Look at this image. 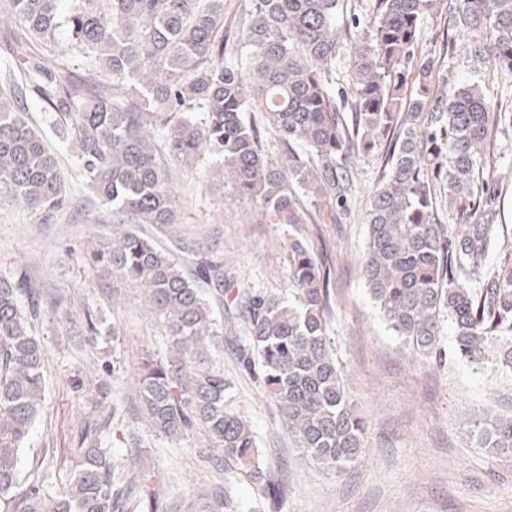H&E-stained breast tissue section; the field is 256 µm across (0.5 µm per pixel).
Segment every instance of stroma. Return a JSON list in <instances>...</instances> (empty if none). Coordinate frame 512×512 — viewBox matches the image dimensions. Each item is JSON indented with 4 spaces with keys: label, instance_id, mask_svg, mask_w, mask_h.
Listing matches in <instances>:
<instances>
[{
    "label": "stroma",
    "instance_id": "1",
    "mask_svg": "<svg viewBox=\"0 0 512 512\" xmlns=\"http://www.w3.org/2000/svg\"><path fill=\"white\" fill-rule=\"evenodd\" d=\"M447 5L428 13L420 31L421 54L435 59L432 87L449 92L477 81L492 99L512 98V76L468 56ZM72 208L62 219L45 221L21 206L0 202V275L27 274L41 306L33 329L46 353V392L32 436L22 453L24 471L42 483L46 495L62 491L81 457V430L96 429L104 454L120 459L122 484L153 471L169 490V506L205 512L206 495L223 483V471L198 461L193 451L209 447L202 429L180 438L157 435L135 416V381L142 359L163 353L166 338L148 315L144 294L134 288L113 293L111 281L80 259L83 250L110 239L114 226L105 208H84L90 196L71 151L57 144ZM493 159L484 169L496 193L501 254L512 249V128L498 130ZM380 156L356 158V190L341 216L317 213L313 224L290 227L256 223L254 210L230 183L208 175L207 161L174 180L180 202L179 232L224 261L239 287L281 292L288 286V244L305 237L321 251L329 272V329L345 375L347 392L369 422L361 457L342 476L312 467L293 446L258 372L237 363L236 338L243 322L214 316L223 327L210 346V359L232 384V404L251 423L260 455L275 475L287 479L283 512H512V457L482 444L488 403L512 406V377L491 356L458 357L452 334H444L447 359L414 360L386 330L365 289L359 260L367 240L366 214L376 186ZM93 309L98 335L82 327ZM121 377H113V367ZM112 385L113 400L126 409L113 414L97 384Z\"/></svg>",
    "mask_w": 512,
    "mask_h": 512
}]
</instances>
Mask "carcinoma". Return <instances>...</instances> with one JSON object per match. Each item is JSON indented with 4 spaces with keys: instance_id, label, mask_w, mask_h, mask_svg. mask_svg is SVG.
<instances>
[{
    "instance_id": "1",
    "label": "carcinoma",
    "mask_w": 512,
    "mask_h": 512,
    "mask_svg": "<svg viewBox=\"0 0 512 512\" xmlns=\"http://www.w3.org/2000/svg\"><path fill=\"white\" fill-rule=\"evenodd\" d=\"M437 0H375L351 33L343 0H251L240 22L252 61L224 60V0H0L14 21L12 55L0 63V198L55 215L68 197L59 161L25 113L36 107L77 165L112 223L130 228L84 255L116 283L141 288L165 327L168 356L141 362L140 412L152 429L178 437L204 429L224 458V474L257 486L282 512L288 484L259 458L254 431L231 405L224 370L203 358L218 333L200 283L213 286L242 319L238 359L259 370L281 422L317 466L347 471L363 448L366 422L355 410L329 334L330 291L323 263L304 238L288 250V296L230 288L224 260L175 230L173 171L205 153L218 157L262 224H311L305 200L345 211L354 159L386 142L384 168L367 212L362 276L391 335L436 364L445 358L443 324L455 353L469 359L494 347L512 374V265L488 264L497 242L495 195L475 170L491 164V137L512 126V101L491 100L477 84L444 98L433 93L432 57L419 54L425 14ZM466 53L512 74V0H455ZM37 45L54 58L32 57ZM349 56L352 101L340 115L329 81ZM258 112L281 156L262 149L245 113ZM445 172L448 209L479 196L481 218L448 231L438 222L429 172ZM193 257L196 279L182 256ZM28 286L0 277V505L5 512H157L164 486L144 477L121 486L117 461L83 449L73 480L48 496L21 469L45 390L44 346L24 313ZM486 447L512 455V414L495 416Z\"/></svg>"
}]
</instances>
